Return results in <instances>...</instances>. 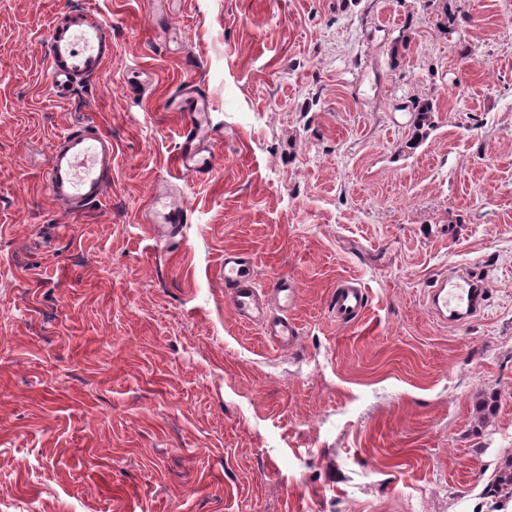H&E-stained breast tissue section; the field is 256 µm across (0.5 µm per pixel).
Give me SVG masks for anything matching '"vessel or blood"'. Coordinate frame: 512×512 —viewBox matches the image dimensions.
<instances>
[{
	"instance_id": "obj_1",
	"label": "vessel or blood",
	"mask_w": 512,
	"mask_h": 512,
	"mask_svg": "<svg viewBox=\"0 0 512 512\" xmlns=\"http://www.w3.org/2000/svg\"><path fill=\"white\" fill-rule=\"evenodd\" d=\"M112 53V43L104 25L89 11H74L58 18L50 32L46 51L49 84L62 90L69 84L100 72ZM170 108L185 113L182 141L176 162L187 172H210L213 159L207 149L209 132L204 119L209 100L195 87L186 86L170 100ZM112 179V140L100 129H70L61 134L51 152L45 173L47 189L55 202L67 208H82L99 201ZM153 223L176 231L186 223L183 204L156 196L150 201ZM224 284L230 288L231 308L240 320L259 323L275 345L288 346L298 335V326L287 310L299 300L292 279L281 276L272 281L267 293L269 304H261L255 286L251 260L238 251L224 254L221 269ZM486 288L476 274L467 270L436 279L427 290L426 305L439 321L457 325L478 317ZM368 296L361 282L351 277L339 279L333 288L328 312L337 325L348 327L362 321Z\"/></svg>"
}]
</instances>
